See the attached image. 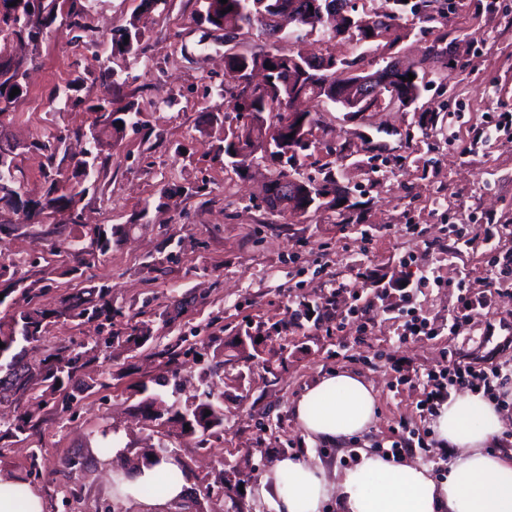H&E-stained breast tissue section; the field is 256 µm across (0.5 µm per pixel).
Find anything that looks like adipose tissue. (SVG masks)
Returning a JSON list of instances; mask_svg holds the SVG:
<instances>
[{
	"label": "adipose tissue",
	"mask_w": 512,
	"mask_h": 512,
	"mask_svg": "<svg viewBox=\"0 0 512 512\" xmlns=\"http://www.w3.org/2000/svg\"><path fill=\"white\" fill-rule=\"evenodd\" d=\"M376 407L374 388L362 377L332 372L294 401L293 413L308 440L336 446L369 429ZM511 426L495 402L466 390L451 395L433 421L450 457L444 480L431 478L422 465L369 451L340 472L308 450L276 461L259 477L255 493L275 512H322L329 502L338 512H512V457L493 449ZM170 472L175 479L162 493L145 495L146 486ZM187 486L180 460L171 457L117 477L115 489L139 512H169ZM0 512H46V504L26 483L0 476Z\"/></svg>",
	"instance_id": "1"
}]
</instances>
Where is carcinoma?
Listing matches in <instances>:
<instances>
[{
	"instance_id": "1",
	"label": "carcinoma",
	"mask_w": 512,
	"mask_h": 512,
	"mask_svg": "<svg viewBox=\"0 0 512 512\" xmlns=\"http://www.w3.org/2000/svg\"><path fill=\"white\" fill-rule=\"evenodd\" d=\"M13 1L16 2L14 6L11 5ZM311 2L313 0H228L222 4L220 0H202L200 20L211 29L221 30L228 36L242 29L251 28L254 35L262 41L258 50L224 62V94L228 95V109L232 112L244 110L251 117L250 124H239L224 135L226 166L240 176L245 173L255 155L251 150L240 156L236 155L233 140L236 139L249 148L269 135L288 136L287 104L290 99L301 94L305 99L319 104L336 105L339 103L336 95L344 91L345 83L350 80L351 70L364 65L363 52L338 59L335 53L328 49L320 54V58L336 60V67L329 69L321 65L314 66L303 57V50L295 46L298 38L291 32L277 35L267 31L259 19L263 12L274 15L292 9L299 13L307 9ZM50 5L49 0L43 5L34 3V0H0V100L14 104L25 91L24 83L14 80L15 72L26 65L25 59L5 55L3 49L7 43L20 42L32 34L28 23L50 24ZM364 16L368 19L367 29L371 30L377 41L385 40L391 45L404 35V25L399 17L371 14L367 11L364 12ZM317 32L329 41L341 38L356 47H366L362 39H356L353 34L346 32L345 19L334 14L318 21ZM126 37L129 38L127 42L124 41ZM141 39V32L132 20L115 28L112 33L110 55L124 57L137 53ZM434 68L441 72L448 68V62L428 52L421 60L409 65V72L415 75L417 81L402 80L400 84L406 90L417 91L420 89V82L423 81L420 74ZM256 69L266 72L268 81L265 86L251 90L241 86V81ZM15 87L20 93L12 97L10 93ZM90 109L95 113V119L89 128V135L94 143V162L90 164V179L94 181L98 173L101 147L110 140H121L125 133L124 126L136 124L137 113L129 112L120 124L118 120L111 121L106 117V114L116 111V108L112 107V102L107 99H98ZM62 143L63 136L50 130L30 144V147L45 154L50 172L47 174L49 187L44 201L28 202L27 215H36V210L44 202L53 204L58 212L66 215L63 225L75 228V233L67 241V251L84 258L103 256L111 249L114 231L103 229L94 234L91 225L78 222V204L83 198V191L72 188L66 193L62 191L58 180V176L62 175V164L57 162ZM19 268L20 264L15 261L8 265L0 263V278L9 276L12 286L22 289V294L26 295L29 288L24 286L25 277L18 275ZM108 295L109 291L101 288L98 290L96 302L74 296L68 299V305L61 313L26 306L14 311L8 319L1 320L0 343L4 344V347L0 349L3 351L0 355V372L4 373V376L0 378V403L4 400L3 391L9 388L24 390L33 379V374L23 363L24 344L42 338L52 319L60 314L80 322L100 318L112 321L113 316L119 314L120 310L112 307V299L108 298ZM97 357V346L79 344L65 359H46L39 372L41 381L46 383L49 389L54 390L57 388V382L72 379L86 363ZM223 401L224 393L212 390L208 392L206 400L191 404H169L161 394L153 393L141 401L140 410L149 416L155 409L164 407L189 425V429L182 430V433L210 436L224 431ZM207 410L211 411L208 416L205 415ZM27 424L28 418L25 416L19 418L17 423L0 419V441L18 436L26 430Z\"/></svg>"
}]
</instances>
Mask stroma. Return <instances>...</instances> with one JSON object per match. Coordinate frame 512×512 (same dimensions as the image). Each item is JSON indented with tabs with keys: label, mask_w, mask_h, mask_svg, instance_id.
Returning a JSON list of instances; mask_svg holds the SVG:
<instances>
[{
	"label": "stroma",
	"mask_w": 512,
	"mask_h": 512,
	"mask_svg": "<svg viewBox=\"0 0 512 512\" xmlns=\"http://www.w3.org/2000/svg\"><path fill=\"white\" fill-rule=\"evenodd\" d=\"M139 0H95L77 34H49L30 58L23 96L0 138L19 145L23 197L46 189L45 157L28 142L46 130L66 135L70 153L85 146L89 105L100 96L134 105L138 127L104 146L97 187L81 203V221L117 228L103 257L51 254L67 230L21 225V211L0 206V262L22 260L33 304L60 308L63 299L108 285L122 309L112 329L151 326L141 346L114 344L108 360L88 364L53 394L40 385L12 395L0 415L27 413L26 431L0 449V474L36 489L48 512H137L113 492L112 473L138 464L148 449L174 447L190 480L198 512H274L254 497L259 477L281 456L307 447L293 402L323 374L347 371L371 384L377 418L339 448H317L338 470L354 467L360 448L386 452L403 429L422 434L428 372L447 366L462 343L493 324L495 338L512 334V279L470 324L449 331L459 280L481 286L498 268L483 245L449 254L452 224L475 231L494 225L501 248L512 249V132L487 138L499 115L512 113V0H438L447 21L444 74H428L410 107L347 117L317 106L311 146L299 162L306 175L321 166L342 172L357 223L339 207L297 216L262 202L270 166L255 159L247 177L224 165V130L239 117L224 99V48L198 23L201 0H167L150 11ZM137 19L141 52L114 57L115 27ZM438 23H417L386 52L412 62L434 41ZM124 79L101 84L103 65ZM76 85L60 110L52 93ZM438 115L422 132V113ZM147 222H140L142 206ZM406 280L415 314L434 333L407 336L404 316L385 310L377 291ZM96 325L58 319L35 348L31 366L80 343L104 341ZM401 371H394L391 359ZM224 387V431L188 436L158 433L141 417L145 393L185 402L216 382ZM109 436L118 454L100 450Z\"/></svg>",
	"instance_id": "1"
}]
</instances>
